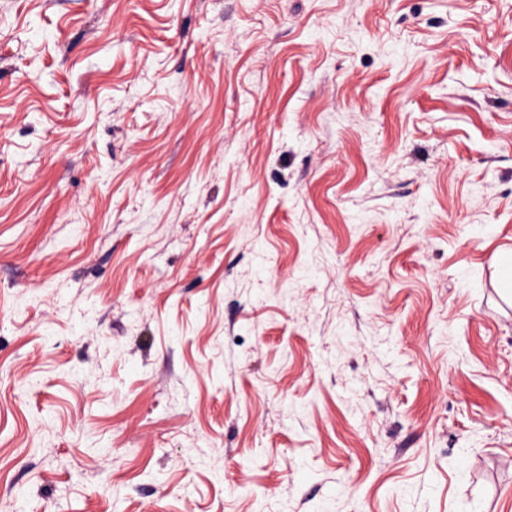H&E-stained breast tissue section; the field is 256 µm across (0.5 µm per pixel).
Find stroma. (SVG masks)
<instances>
[{
  "mask_svg": "<svg viewBox=\"0 0 512 512\" xmlns=\"http://www.w3.org/2000/svg\"><path fill=\"white\" fill-rule=\"evenodd\" d=\"M512 0H0V512H512Z\"/></svg>",
  "mask_w": 512,
  "mask_h": 512,
  "instance_id": "stroma-1",
  "label": "stroma"
}]
</instances>
